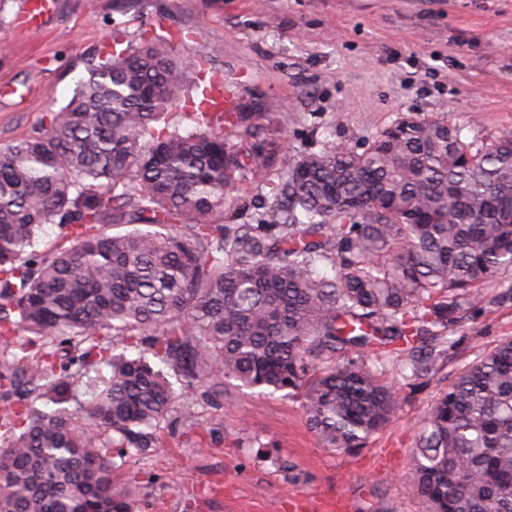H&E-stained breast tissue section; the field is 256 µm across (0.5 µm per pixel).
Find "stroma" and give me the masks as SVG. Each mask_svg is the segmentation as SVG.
<instances>
[{
	"label": "stroma",
	"mask_w": 512,
	"mask_h": 512,
	"mask_svg": "<svg viewBox=\"0 0 512 512\" xmlns=\"http://www.w3.org/2000/svg\"><path fill=\"white\" fill-rule=\"evenodd\" d=\"M21 0H0V149L35 135L66 104L85 58L174 28L245 111L264 113L292 153L354 146L396 119L440 118L467 140L512 137V0H57L45 27L24 33ZM496 298L466 315L439 370L397 385V414L363 448H323L301 400L227 383L197 421L159 431L117 480L138 512H300L302 498L349 512H423L405 477L423 419L468 363L512 338V270Z\"/></svg>",
	"instance_id": "1"
}]
</instances>
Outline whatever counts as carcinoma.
Masks as SVG:
<instances>
[{
	"label": "carcinoma",
	"instance_id": "1",
	"mask_svg": "<svg viewBox=\"0 0 512 512\" xmlns=\"http://www.w3.org/2000/svg\"><path fill=\"white\" fill-rule=\"evenodd\" d=\"M212 52L117 43L0 150V512H136L119 460L226 381L301 398L348 454L395 418L387 366L430 374L452 343L434 329L512 268L511 137L401 118L359 151L292 155L260 112L197 111ZM180 102L192 130L161 124ZM277 168L256 222L224 223ZM50 223L71 244L48 255ZM408 482L425 512H512L511 339L435 401Z\"/></svg>",
	"mask_w": 512,
	"mask_h": 512
}]
</instances>
